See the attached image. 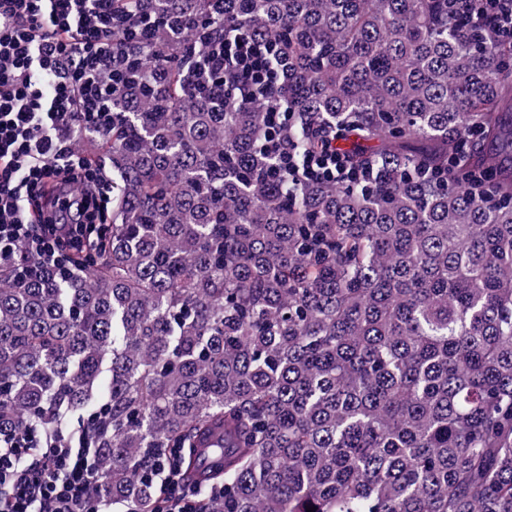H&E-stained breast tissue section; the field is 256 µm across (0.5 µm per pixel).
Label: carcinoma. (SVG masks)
<instances>
[{
  "label": "carcinoma",
  "instance_id": "obj_1",
  "mask_svg": "<svg viewBox=\"0 0 512 512\" xmlns=\"http://www.w3.org/2000/svg\"><path fill=\"white\" fill-rule=\"evenodd\" d=\"M156 22L116 75L96 252L0 266V430L92 438L112 502L224 430L201 512H512V42L448 0H115ZM275 43L270 100L194 87L208 42ZM322 125L361 182L288 188Z\"/></svg>",
  "mask_w": 512,
  "mask_h": 512
}]
</instances>
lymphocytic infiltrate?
Here are the masks:
<instances>
[{"mask_svg":"<svg viewBox=\"0 0 512 512\" xmlns=\"http://www.w3.org/2000/svg\"><path fill=\"white\" fill-rule=\"evenodd\" d=\"M474 27L512 36V0H448ZM131 28L113 0H0V263L15 253L63 265L64 247L82 245L112 181L74 143L72 132L108 131L107 81L133 49ZM272 43L237 30L207 52L225 96L269 98L278 80ZM262 153L279 177L350 181L354 175L322 135L320 150L294 153L280 134L291 112L270 108ZM87 433L28 424L0 432V512H116L96 477ZM169 512H195L202 494L185 487L175 462L149 470Z\"/></svg>","mask_w":512,"mask_h":512,"instance_id":"f902f5d3","label":"lymphocytic infiltrate"}]
</instances>
